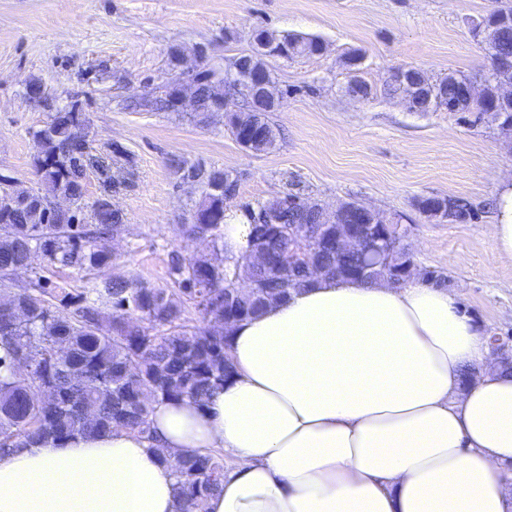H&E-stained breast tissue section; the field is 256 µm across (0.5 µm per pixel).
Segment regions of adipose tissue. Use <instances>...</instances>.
<instances>
[{"instance_id": "ef3b65f1", "label": "adipose tissue", "mask_w": 512, "mask_h": 512, "mask_svg": "<svg viewBox=\"0 0 512 512\" xmlns=\"http://www.w3.org/2000/svg\"><path fill=\"white\" fill-rule=\"evenodd\" d=\"M496 210L512 259V178ZM226 333L234 376L155 405L154 441L115 430L0 458V512H180L161 448L223 452L204 512H512V373L447 289L317 277Z\"/></svg>"}]
</instances>
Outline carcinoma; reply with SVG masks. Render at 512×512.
<instances>
[{
	"label": "carcinoma",
	"instance_id": "1",
	"mask_svg": "<svg viewBox=\"0 0 512 512\" xmlns=\"http://www.w3.org/2000/svg\"><path fill=\"white\" fill-rule=\"evenodd\" d=\"M264 40L288 46V57L315 56L324 44L317 38L278 39L258 29L254 43ZM215 71L195 76L199 122L229 97L250 108L228 84L216 90ZM459 74L434 80L442 102L463 103ZM176 90L155 88L138 106L157 111L173 108ZM89 124L76 109L50 113L33 133L38 147L35 171L40 181L71 198V212L51 213L40 194L14 195L0 180V293L9 304L0 306V457L32 445H60L78 436L124 430L151 437L150 413L164 401L200 400L224 386L234 368L224 314L237 320L256 316L268 304L282 301L310 283L309 261L327 277L369 282L387 276L385 242L364 238L352 252L336 250L338 225L318 224L312 215L276 201L258 200L241 206L249 224L246 246L230 254L224 246L227 207L224 194L239 195V177L221 167L170 159L173 173L198 179L202 198L189 221L173 225L183 239L205 245L208 252L183 257L169 254L167 278L151 282L124 269L112 250L114 237L126 232L125 216L112 206L111 194L127 183L130 172L85 150ZM277 134L262 121L260 137L248 150L268 152ZM94 171L100 192L90 199L85 175ZM276 211L277 222L266 226L260 242L268 265H252L249 250L264 207ZM305 224L312 242L301 246L295 229ZM56 269H75L93 282L75 292L50 288L43 277L18 285L19 269L34 255ZM110 268L112 274H97ZM256 284L252 294L232 299L234 289ZM201 324L190 323L188 314ZM175 491L182 512H198L205 498L218 492L224 479V458L212 451L180 453L174 466Z\"/></svg>",
	"mask_w": 512,
	"mask_h": 512
}]
</instances>
